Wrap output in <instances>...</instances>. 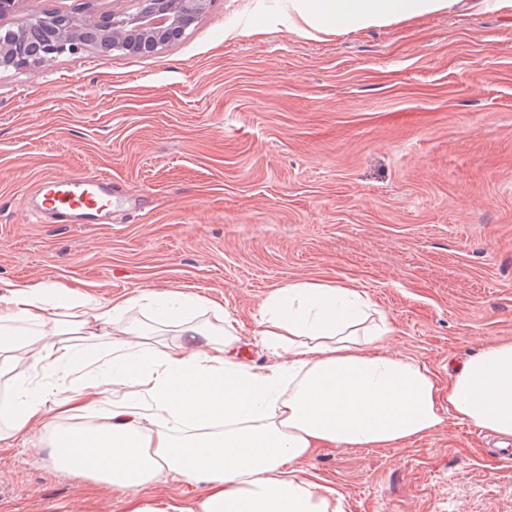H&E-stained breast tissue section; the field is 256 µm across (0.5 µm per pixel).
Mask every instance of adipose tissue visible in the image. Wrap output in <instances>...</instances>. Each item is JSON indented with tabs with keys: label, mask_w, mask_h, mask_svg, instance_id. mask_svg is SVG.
<instances>
[{
	"label": "adipose tissue",
	"mask_w": 512,
	"mask_h": 512,
	"mask_svg": "<svg viewBox=\"0 0 512 512\" xmlns=\"http://www.w3.org/2000/svg\"><path fill=\"white\" fill-rule=\"evenodd\" d=\"M461 0H288L284 23L302 37L346 35L455 10ZM139 309L152 325L129 320ZM212 312L215 323L198 322ZM174 339L157 337L155 325ZM237 322L210 297L135 290L103 299L91 284L0 289V446L39 429L69 475L130 491L129 512H345L342 495L302 461L317 448H397L447 417L512 441V340L448 364V384L390 352L397 329L366 293L297 280L259 310V337L276 364L238 354ZM32 359L47 380L15 375ZM108 416H101L102 406ZM87 425L62 428L63 420ZM196 493L194 506L147 497L164 481Z\"/></svg>",
	"instance_id": "ef3b65f1"
}]
</instances>
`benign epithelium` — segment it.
Returning <instances> with one entry per match:
<instances>
[{"instance_id": "7a95c632", "label": "benign epithelium", "mask_w": 512, "mask_h": 512, "mask_svg": "<svg viewBox=\"0 0 512 512\" xmlns=\"http://www.w3.org/2000/svg\"><path fill=\"white\" fill-rule=\"evenodd\" d=\"M19 2L0 0V18L15 15L11 27L0 26L1 71L48 68L86 52L157 55L203 18L211 0H128L119 12H100L90 2L81 13L38 15L18 13Z\"/></svg>"}]
</instances>
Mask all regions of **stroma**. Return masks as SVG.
<instances>
[{"label": "stroma", "mask_w": 512, "mask_h": 512, "mask_svg": "<svg viewBox=\"0 0 512 512\" xmlns=\"http://www.w3.org/2000/svg\"><path fill=\"white\" fill-rule=\"evenodd\" d=\"M286 0H211L163 53L0 73V283L179 289L238 320L327 279L364 291L396 351L448 362L512 339V14L458 11L302 38ZM110 176L108 224L40 222L49 176ZM0 450V512H126L128 493ZM455 417L397 448H318L302 467L345 512H512V457Z\"/></svg>", "instance_id": "1"}]
</instances>
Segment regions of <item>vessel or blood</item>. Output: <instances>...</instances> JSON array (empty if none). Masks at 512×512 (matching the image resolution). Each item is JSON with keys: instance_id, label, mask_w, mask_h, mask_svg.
<instances>
[{"instance_id": "1", "label": "vessel or blood", "mask_w": 512, "mask_h": 512, "mask_svg": "<svg viewBox=\"0 0 512 512\" xmlns=\"http://www.w3.org/2000/svg\"><path fill=\"white\" fill-rule=\"evenodd\" d=\"M43 200L40 215H52L72 221L88 217L105 218L112 212V181L94 175L50 178L41 185Z\"/></svg>"}]
</instances>
